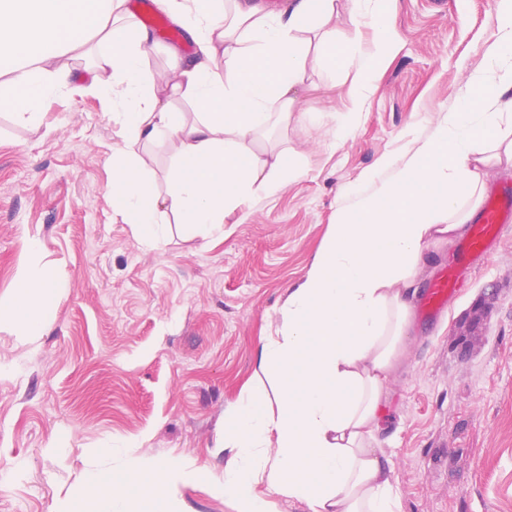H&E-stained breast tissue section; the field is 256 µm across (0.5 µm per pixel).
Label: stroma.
I'll use <instances>...</instances> for the list:
<instances>
[{"mask_svg": "<svg viewBox=\"0 0 512 512\" xmlns=\"http://www.w3.org/2000/svg\"><path fill=\"white\" fill-rule=\"evenodd\" d=\"M491 10L492 0H396L394 52L343 139L351 77L306 67L304 118L250 144L260 156L294 149L304 174L206 239L171 223L150 248L114 216L120 126L79 55L67 57L68 88L41 104L36 123L0 108V307L34 262L59 288L35 343L0 328V462L17 465L0 512H64L87 470H120L131 457L223 474L224 410L252 383L274 393L259 349L335 223L340 192L381 183L382 162L402 163L470 76L487 71ZM378 442L400 512H512V223L441 316L412 318ZM128 444L132 456L109 455Z\"/></svg>", "mask_w": 512, "mask_h": 512, "instance_id": "35a3bbf8", "label": "stroma"}]
</instances>
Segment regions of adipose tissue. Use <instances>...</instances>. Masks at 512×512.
<instances>
[{"label": "adipose tissue", "instance_id": "obj_1", "mask_svg": "<svg viewBox=\"0 0 512 512\" xmlns=\"http://www.w3.org/2000/svg\"><path fill=\"white\" fill-rule=\"evenodd\" d=\"M373 46L337 37L335 0H289L264 13L247 0H167L201 55L176 50L166 67L145 72L150 35L125 0H0V106L31 124L52 92L66 86L67 54L97 45L94 85L118 108L121 144L112 148V210L145 246L167 219L187 237L224 230L225 216L276 195L302 176L284 149L260 157L247 141L271 119L293 117L306 66L342 64L368 90L394 51V0H351ZM487 48L496 81L476 75L456 109L440 121L381 188L340 205L306 277L288 293L282 322L260 350L276 399L255 386L224 412L223 476L177 458L149 466L87 471L68 512H184L174 492L205 486L236 512H275L260 484L310 512H399L392 469L376 448L380 403L402 352L424 252L462 238L485 192L484 173L512 165L502 124L489 111L512 92V0H495ZM189 100L187 118L175 98ZM168 140L174 154L165 188L137 152ZM58 288L48 273L20 275L0 323L25 342L53 323Z\"/></svg>", "mask_w": 512, "mask_h": 512}]
</instances>
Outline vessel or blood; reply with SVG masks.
<instances>
[{
    "mask_svg": "<svg viewBox=\"0 0 512 512\" xmlns=\"http://www.w3.org/2000/svg\"><path fill=\"white\" fill-rule=\"evenodd\" d=\"M511 223L512 185L504 184L487 197L471 227L461 261L448 266L425 289L418 308L423 320L438 317L447 307L449 298L460 288L466 271L496 249L502 227Z\"/></svg>",
    "mask_w": 512,
    "mask_h": 512,
    "instance_id": "vessel-or-blood-1",
    "label": "vessel or blood"
}]
</instances>
